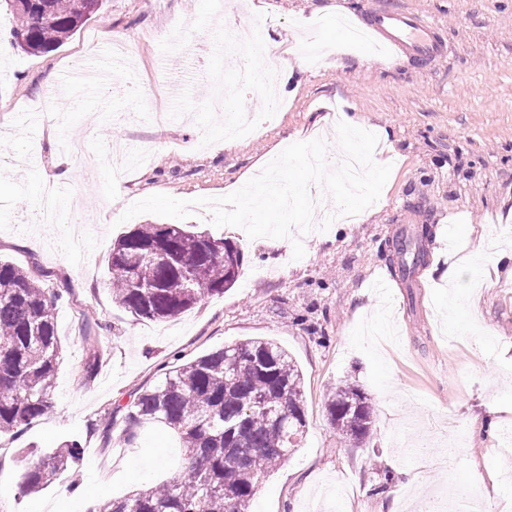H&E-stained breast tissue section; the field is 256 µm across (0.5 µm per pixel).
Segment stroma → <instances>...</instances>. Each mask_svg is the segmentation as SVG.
I'll return each instance as SVG.
<instances>
[{
	"label": "stroma",
	"instance_id": "stroma-1",
	"mask_svg": "<svg viewBox=\"0 0 512 512\" xmlns=\"http://www.w3.org/2000/svg\"><path fill=\"white\" fill-rule=\"evenodd\" d=\"M236 16L240 39L258 33L293 76L255 132L224 146V115L210 104L213 82L240 109L260 97L239 89L216 2ZM438 24L448 52L428 68L389 62L370 46H337L334 18L358 23L383 7ZM123 34L124 67L108 80L63 86V72L87 67L106 32ZM378 134L377 163L390 177L366 221L334 224L302 239L305 255L270 248L237 227L213 237L241 249L244 265L225 294L165 323L138 321L112 300L106 268L114 222L153 194L221 197L271 161L275 148L324 139L334 113ZM151 144V161L114 180L108 146ZM0 258L37 272L59 291L57 334L64 358L53 408L21 432L0 434V512L53 508L59 483L21 497L29 447L65 440L82 448L77 485L96 502L149 488L180 468L176 438L147 424L135 446L104 440L108 413L123 417L131 393L165 369L253 338L280 343L304 375L306 432L297 451L260 483L251 512H456L455 490L477 487L485 512H512V458L498 441L512 430V276L497 254L512 250V0H104L61 46L0 62ZM100 165L84 174L81 159ZM72 171L66 221L27 232L41 188L62 165ZM429 225L430 261L398 273L396 241ZM98 319L102 366L83 379L88 351L82 313ZM371 398L374 426L363 447L333 429L327 398L340 381ZM490 428L472 429L473 419ZM460 425L456 446L444 421Z\"/></svg>",
	"mask_w": 512,
	"mask_h": 512
}]
</instances>
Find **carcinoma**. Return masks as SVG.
I'll return each instance as SVG.
<instances>
[{
    "label": "carcinoma",
    "mask_w": 512,
    "mask_h": 512,
    "mask_svg": "<svg viewBox=\"0 0 512 512\" xmlns=\"http://www.w3.org/2000/svg\"><path fill=\"white\" fill-rule=\"evenodd\" d=\"M14 37L26 53L53 50L67 40L102 0H10ZM423 225L415 252L395 244L398 268L409 275L425 261ZM243 254L234 244L195 230L193 224H138L113 242L107 272L112 300L139 321L162 322L192 311L236 283ZM25 268L0 260V434L22 429L53 408L62 362L56 310ZM83 377L98 373L94 324ZM334 429L360 445L370 435L373 408L356 383L344 381L328 399ZM121 436L134 443L135 429L160 424L178 438L187 466L146 490L99 502L92 512H249L258 483L284 463L305 432L303 377L288 351L272 340L237 342L198 356L135 391L126 406ZM80 446L68 441L25 470L20 493H36L60 476H73Z\"/></svg>",
    "instance_id": "cac0c4a2"
}]
</instances>
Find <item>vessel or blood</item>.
<instances>
[{"label": "vessel or blood", "instance_id": "1", "mask_svg": "<svg viewBox=\"0 0 512 512\" xmlns=\"http://www.w3.org/2000/svg\"><path fill=\"white\" fill-rule=\"evenodd\" d=\"M363 30L371 45L383 47L390 54L408 55L422 67L448 51L437 25L405 10L375 11Z\"/></svg>", "mask_w": 512, "mask_h": 512}]
</instances>
